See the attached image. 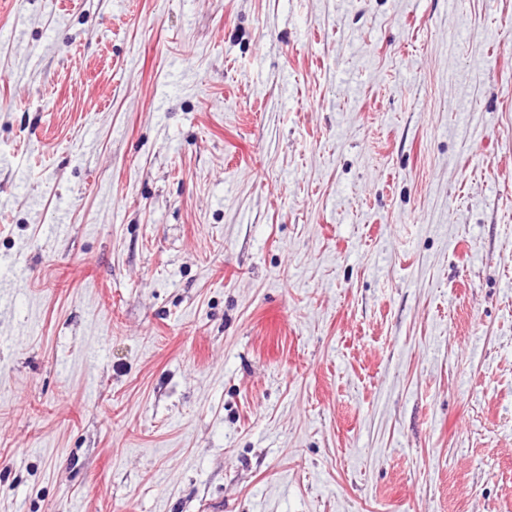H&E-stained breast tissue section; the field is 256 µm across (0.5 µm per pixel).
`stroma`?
I'll list each match as a JSON object with an SVG mask.
<instances>
[{
	"mask_svg": "<svg viewBox=\"0 0 512 512\" xmlns=\"http://www.w3.org/2000/svg\"><path fill=\"white\" fill-rule=\"evenodd\" d=\"M0 512H512V0H0Z\"/></svg>",
	"mask_w": 512,
	"mask_h": 512,
	"instance_id": "1",
	"label": "stroma"
}]
</instances>
